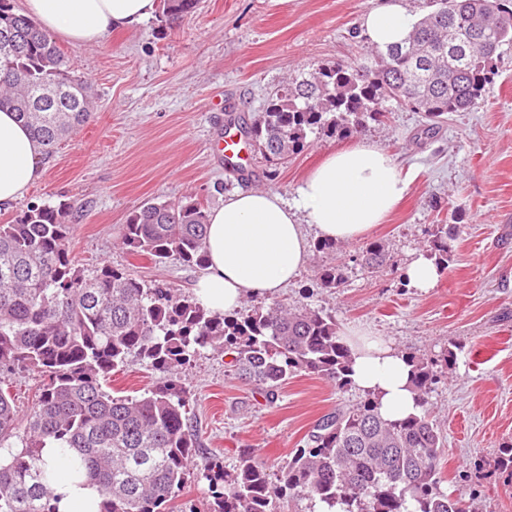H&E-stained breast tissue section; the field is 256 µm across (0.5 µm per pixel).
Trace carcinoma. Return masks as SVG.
I'll use <instances>...</instances> for the list:
<instances>
[{
	"label": "carcinoma",
	"instance_id": "1",
	"mask_svg": "<svg viewBox=\"0 0 512 512\" xmlns=\"http://www.w3.org/2000/svg\"><path fill=\"white\" fill-rule=\"evenodd\" d=\"M198 0H159L160 21L172 25ZM432 0L408 39L372 47L352 62L296 73L244 123L253 146L274 166L298 154L311 134L350 137L380 122L391 107L421 112L433 130L452 112L481 105L500 49L512 44V0ZM0 109L16 113L50 155L87 123L95 99L75 63L29 18L0 0ZM73 205L32 203L0 222V370L44 376L36 403L18 428V410L0 380V512H58L43 448L68 450L72 469L101 496L98 512H167L197 468L213 489L211 512H281L287 498L308 512H475L442 475L446 436L427 408L429 395L456 351L409 356L420 412L380 416L370 395L323 416L306 446L272 473L250 450L231 470L199 451L192 394L179 368L204 348L267 399L296 373L351 385V351L336 317L308 306L260 302L242 317L215 315L191 295L146 282L108 264L87 273L70 247ZM208 211L196 198L146 202L119 225L120 243L156 264L207 262ZM454 227L438 224L429 247L445 271ZM375 270L385 245L359 249ZM322 287L344 283L326 265ZM136 354L161 381L139 396L104 389L111 372Z\"/></svg>",
	"mask_w": 512,
	"mask_h": 512
}]
</instances>
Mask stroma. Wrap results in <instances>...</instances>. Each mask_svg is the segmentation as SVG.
<instances>
[{
    "mask_svg": "<svg viewBox=\"0 0 512 512\" xmlns=\"http://www.w3.org/2000/svg\"><path fill=\"white\" fill-rule=\"evenodd\" d=\"M378 2L200 0L172 29L152 17L98 44L59 40L97 109L42 160L44 175L25 198L0 207V221L31 203L69 200L71 250L85 269L107 262L192 292L195 269L130 254L117 242L119 224L148 200L192 196L212 209L250 188L293 200L305 175L348 139L309 137L301 153L275 167L253 153L247 182L225 170L214 132L227 114L252 118L290 74L366 53L369 39L350 32ZM362 135L394 156L408 182L397 210L370 234L384 243L385 264L364 268L355 243L332 256L315 251L279 299L329 312L340 326L383 337L406 354L430 357L458 344L455 363L429 396L447 437L443 474L449 489L484 512H512V479L496 467L512 444V46L502 47L478 109L449 113L431 132L420 113L397 109ZM438 224L457 227L448 269L434 288L406 287L404 267L426 252ZM332 259L345 265L346 280L329 291L318 270ZM181 377L203 449L228 469L246 449L269 467L283 464L319 418L362 398L303 373L269 401L211 349L195 354ZM158 380L147 361L132 357L107 388L138 396Z\"/></svg>",
    "mask_w": 512,
    "mask_h": 512,
    "instance_id": "obj_1",
    "label": "stroma"
}]
</instances>
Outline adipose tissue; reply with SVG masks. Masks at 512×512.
<instances>
[{
    "mask_svg": "<svg viewBox=\"0 0 512 512\" xmlns=\"http://www.w3.org/2000/svg\"><path fill=\"white\" fill-rule=\"evenodd\" d=\"M158 0H25V13L44 33L75 44L99 43L112 31L140 25ZM405 0H381L361 26L378 47L403 42L411 30ZM42 149L12 112L0 110V207L23 199L43 176ZM407 190L389 152L367 140L332 152L302 181L293 200L239 190L209 213L208 260L195 295L208 310L232 315L249 297H273L294 283L309 262V240H363L396 209ZM350 379L371 395L383 418L418 411L405 354L351 327ZM59 512H97L99 493L79 476L55 481Z\"/></svg>",
    "mask_w": 512,
    "mask_h": 512,
    "instance_id": "1",
    "label": "adipose tissue"
}]
</instances>
